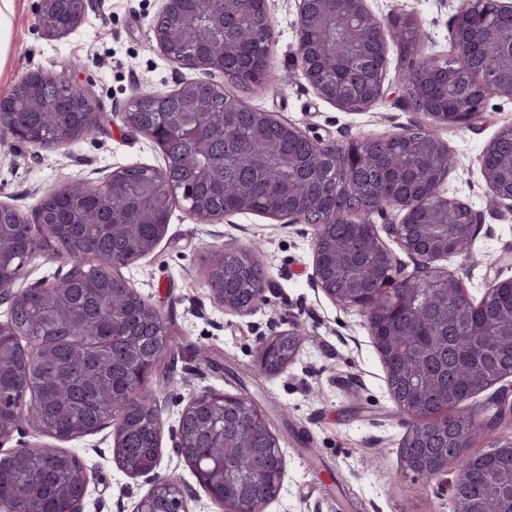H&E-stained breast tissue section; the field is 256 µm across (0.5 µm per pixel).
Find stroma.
Instances as JSON below:
<instances>
[{
    "label": "stroma",
    "instance_id": "35a3bbf8",
    "mask_svg": "<svg viewBox=\"0 0 512 512\" xmlns=\"http://www.w3.org/2000/svg\"><path fill=\"white\" fill-rule=\"evenodd\" d=\"M38 0H16L11 48L0 66V95L32 69L67 76L86 86L103 114L101 128L77 143L46 150L0 130V204L34 218L60 176L97 184L130 166L162 168L164 156L122 113L140 96L168 93L198 73L177 66L152 47L151 27L161 0H90L83 24L49 40L35 24ZM462 0H367L385 24L409 19L418 28L412 48L390 40L386 96L363 112H345L321 99L306 81L295 55L297 0H268L274 30L270 65L278 82L246 94L249 106L271 112L309 134L345 144L362 134L399 135L426 124L410 111L396 85L401 53L413 58L448 54L452 19ZM507 125L512 101L489 96L483 118L470 130L436 128L457 167L443 192L482 215L470 253L449 256L441 267L458 276L470 298L480 299L495 279L512 277V211L494 206L480 174L483 147ZM258 241L267 279L265 301L247 315L224 311L207 281L215 250ZM314 228L259 214L227 216L205 224L174 207L164 239L153 252L120 270L134 290L169 325L172 354L152 373L149 390H162V457L154 473L125 475L112 458L113 425L65 442L90 483L82 512H133L162 480L191 494V512H224L193 470L177 457L172 436L190 397L214 390L251 398L268 416L287 458L280 496L267 512H452L448 492L401 474L399 445L405 418L396 414L383 363L366 318L334 304L311 280ZM300 328L304 341L295 360L275 375L260 371L261 338ZM331 466L321 481L319 464Z\"/></svg>",
    "mask_w": 512,
    "mask_h": 512
}]
</instances>
